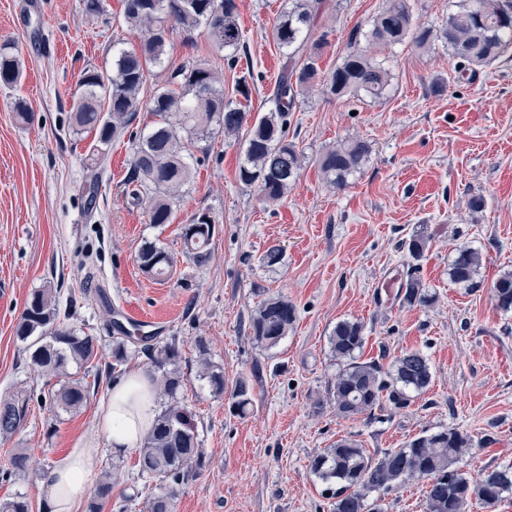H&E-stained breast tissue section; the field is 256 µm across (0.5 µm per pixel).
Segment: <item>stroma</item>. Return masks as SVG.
<instances>
[{
	"label": "stroma",
	"mask_w": 512,
	"mask_h": 512,
	"mask_svg": "<svg viewBox=\"0 0 512 512\" xmlns=\"http://www.w3.org/2000/svg\"><path fill=\"white\" fill-rule=\"evenodd\" d=\"M383 0H329L304 52L321 71L335 69L349 35L375 16ZM244 44L223 70L224 99L263 115L285 56L271 28L288 0H237ZM123 0H103L86 14L83 0H0V43L11 42L22 63L13 85L0 83V397L26 389L32 399L58 390L59 379L37 371L15 327L31 294L56 289L74 311L79 333L107 339L105 305L156 319L157 341L177 340L203 464L183 485L175 512H331L324 485L310 471L314 456L350 436L369 453L402 447L422 432L456 428L474 441L460 467L472 478L512 465V312L496 304L492 286L512 269V49L474 75L457 77L445 47L386 49L394 92L383 102L327 97L306 90L288 116V137L302 152L296 185L280 202L264 201L238 178L244 137L214 128L195 142L193 176L169 224L148 223L143 203L129 195L131 146L115 143L99 183H91L92 134L74 133L71 108L88 68L107 69L137 40L121 24ZM204 29L175 34L163 66L154 67L140 97L190 59L211 60ZM248 91L240 93L239 78ZM24 102L32 124L19 123ZM371 146L362 173L345 189L328 186L320 154L341 140ZM482 199L473 209V199ZM215 219L212 257L183 259L181 227L196 213ZM431 241L412 260L402 241ZM178 255L177 270L158 282L137 260L144 243ZM283 249L280 265L262 257ZM479 251L480 288L467 291L448 277L456 249ZM414 270L435 294L432 306L404 304L383 284ZM101 300L85 297L86 284ZM287 298L297 320L276 346L257 343L249 318L263 294ZM361 322L362 360L392 362L416 350L428 360L432 384L405 410L379 407L345 420L330 404L338 366L329 337L341 320ZM205 340L224 370V393L199 378L195 357ZM252 402L236 414L231 393L239 378ZM87 404L76 412L33 407L13 438L0 442V471L17 448L32 465L0 480V501L25 494L31 512H47L45 479L58 459L88 432L112 389L106 364L91 367ZM97 470L120 464V482L102 512H142L147 491L134 452L100 449Z\"/></svg>",
	"instance_id": "1"
}]
</instances>
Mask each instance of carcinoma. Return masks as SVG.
<instances>
[{
    "mask_svg": "<svg viewBox=\"0 0 512 512\" xmlns=\"http://www.w3.org/2000/svg\"><path fill=\"white\" fill-rule=\"evenodd\" d=\"M324 11L325 0H288V9L276 18L273 40L284 50L286 64L272 94L274 108L251 124L246 112L224 102V86L212 64L189 60L171 72L168 86L157 90L149 103L157 120L148 131L130 136L131 195L146 200L148 223L172 222L176 193L191 177L184 156V132L202 140L214 123L230 136L246 131L239 179L256 187L265 200L279 201L296 183L302 168V155L288 140V114L296 108L302 89L319 85L324 94L338 99L365 96L381 101L388 95L391 75L374 53L406 41L418 49L436 42L448 46L463 74L474 66L498 60L512 48V0H456L448 21L437 28L417 23L409 0H385L368 29L358 27L351 32L349 52L336 69L325 74L312 56L302 53ZM237 14L236 0H124L123 21L138 45L113 55L109 71L83 72L79 80L82 93L72 113L73 130L94 134L92 154L99 168L95 177L105 170L107 149L127 136L134 115L143 107L140 91L146 74L149 67L161 63L173 31L190 34L205 27L231 66L242 42ZM363 41L364 48L360 47ZM20 77L18 57L10 46L1 45L0 82L9 85ZM369 154L366 141H343L323 152L318 165L324 180L340 190L360 172ZM213 235L209 212L195 214L193 223L182 227L183 254L199 266L206 265L211 259ZM429 241L427 235L413 236L407 244L409 256L421 258ZM138 261L142 270L158 281L169 279L176 264L174 255L155 243L141 247ZM480 266L479 252L460 247L449 264L448 275L454 284L472 290L479 287ZM402 289V301L409 306L426 307L434 302L429 289L413 275L402 283ZM493 292L497 306L512 312V271L499 276ZM69 317L61 313L51 289H39L27 302L15 335L31 350L36 368L67 377L49 396V407L71 412L87 403L89 389L82 379L68 375V367L99 361L102 345L96 336L78 334L67 323ZM295 322V306L280 296H269L254 310L249 329L256 342L274 347ZM363 343V325L357 321H338L329 336L331 354L339 365L330 401L339 417L369 416L385 400L396 410L406 409L414 395L431 386L432 372L422 353L405 351L386 366L360 359ZM197 350L202 378L215 395L224 394V370L212 363L209 348L201 339ZM139 354L149 361L148 375L165 406L137 449L138 474L146 482L155 483L146 497L147 512H173L175 499L203 456L193 415L180 397L184 387L178 369L182 354L174 337L154 344L152 337L138 336L114 322L109 373L120 372ZM30 401L32 398L22 393L0 398L1 440L19 430L29 413ZM250 405L249 387L240 380L234 389V408L245 414ZM472 448V438L453 428L425 431L379 457L367 453L359 441L344 437L316 455L310 468L328 484L327 490L334 498L333 512H383L381 500L368 502L371 493L385 494L416 482L423 483L426 512H466L474 499L493 509L504 493L512 492V466L493 470L475 482L458 468ZM30 463L27 452L15 453L4 477L28 471ZM119 479L118 470L105 472L89 512H102ZM0 512H30V504L19 493L0 502Z\"/></svg>",
    "mask_w": 512,
    "mask_h": 512,
    "instance_id": "cac0c4a2",
    "label": "carcinoma"
}]
</instances>
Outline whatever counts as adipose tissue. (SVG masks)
Wrapping results in <instances>:
<instances>
[{"label": "adipose tissue", "instance_id": "obj_1", "mask_svg": "<svg viewBox=\"0 0 512 512\" xmlns=\"http://www.w3.org/2000/svg\"><path fill=\"white\" fill-rule=\"evenodd\" d=\"M155 415L156 395L145 372L133 369L114 382L94 429L77 440L48 475L51 512H79L83 496L98 480L94 458L100 446L117 453L139 447L151 430Z\"/></svg>", "mask_w": 512, "mask_h": 512}]
</instances>
